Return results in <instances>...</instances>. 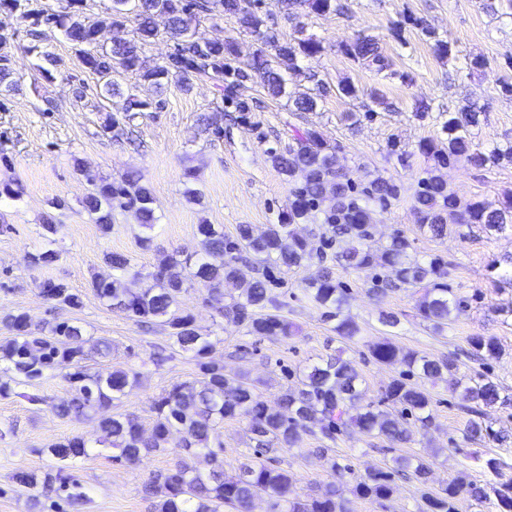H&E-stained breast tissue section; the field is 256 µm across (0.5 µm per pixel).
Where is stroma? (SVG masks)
<instances>
[{"label":"stroma","instance_id":"1","mask_svg":"<svg viewBox=\"0 0 512 512\" xmlns=\"http://www.w3.org/2000/svg\"><path fill=\"white\" fill-rule=\"evenodd\" d=\"M342 2L343 10L323 16L294 18L280 10L274 13L283 35H293L300 28L334 42V49L310 62L311 71L329 85L347 80L362 91L357 99L328 94L317 111L300 117L289 112L287 99L268 98L256 82L245 92L251 109L241 112L209 84H195L187 94L173 86L160 97L148 83L123 73L120 83L150 103L149 109L129 119L121 99L100 98L95 79L61 33L46 31L41 42L42 49L59 62L49 78L35 69L34 56L16 47L20 88L0 99V317L23 312L38 326L75 322L89 341L109 339L110 356L92 358L88 365L95 370L114 366L139 373V386L119 409L134 413L144 429H151L152 398L193 376L196 361L179 351L163 327L137 324L97 298L91 288L93 277L112 274L104 263L105 253L126 254L133 270L145 274L163 255L197 252L199 223L221 225L228 234L240 224L260 228L273 223L288 205L289 185L287 177L272 167L267 151L287 145L292 126L314 124L329 143L341 144L340 160L354 179L379 176L400 185V198L377 216V243H386L399 231L413 240L418 256L440 254L453 260L463 307L438 333L417 315L415 290L396 288L378 301L369 295L365 276L340 269L336 275L349 289L344 312L359 328L354 341L347 342L304 291L306 281L317 272L313 263L288 272L283 285L273 291L280 313L298 328L288 338L249 336L227 325L211 306L203 304L205 289H190L185 303L197 332L215 342L212 358L223 362L225 373L248 374L271 405L286 373L306 371L339 351L356 360L365 380V398L375 400L401 371L397 364L366 360L368 344L380 340L431 359L457 358L458 368L448 379L423 383L433 401V426L399 449L401 455L430 466L427 488L396 478L384 511L377 503L355 496L352 480L342 486L351 512H418L422 491H438L458 478L477 484L485 479L482 462L466 439L468 415L453 391L455 384L466 383L480 367L498 383L502 397L501 403L485 407V418L509 435L507 443H490L486 450L507 459L509 467L502 478L512 480V316L491 310L494 304L512 303V286L492 280L494 270L512 268V230L432 238L419 232L413 210L415 180L427 164L415 148L421 139L443 137L439 125L420 116V104L454 111L467 100H476L486 108L475 130L476 143L485 150L512 143V96L501 91L503 82H512V7L506 0H495L499 12L492 15L483 8L485 0ZM410 16L454 43L461 54L484 58L485 66L471 73L450 69L447 61L435 55L431 42L407 24ZM358 33L380 38L393 62L392 74L372 72L337 49V42ZM196 35L202 40L235 41L239 47L238 57L231 62L235 68L245 66L257 47L254 36L230 16L218 26L200 21ZM372 90L385 99V106L371 107L368 93ZM217 110L224 113L222 135L203 133L201 116ZM345 112L361 113L362 118L346 124L341 119ZM391 142L408 149V157L389 152ZM130 170L138 171L151 186L157 221L152 229H145L132 210L116 206L112 230L103 233L83 205L92 190L88 178L93 175L117 183ZM444 177L449 189L465 200L496 203L512 195V162L487 170L454 167L445 170ZM189 188L197 190L200 203L187 202ZM58 198L67 205L52 210L51 203ZM50 211L58 232L49 241L42 235L41 224ZM145 236L152 239L147 248L141 244ZM48 247L59 252V261L50 267L30 266L28 254ZM49 280L63 282L78 293L81 308L47 301L42 288ZM385 312L397 317L396 325L382 323ZM478 336L497 337V358L484 364L472 358V340ZM218 434L224 443V472L235 475L248 453L247 426L228 420ZM74 436L94 445L90 456L72 470L86 493L85 504L63 505L55 493L22 489L13 483L12 475L19 469L39 476L51 472L56 461L48 455V447ZM99 436L94 422L59 418L20 397L0 399V512H155L156 500L144 493L143 485L150 474L179 460L177 448L151 453L133 469L113 462L111 448L100 445ZM318 446L317 440L307 437L279 453L298 496L317 495L329 480V464L334 460L355 476L392 465L391 454L357 432L339 435L330 456H322Z\"/></svg>","mask_w":512,"mask_h":512}]
</instances>
